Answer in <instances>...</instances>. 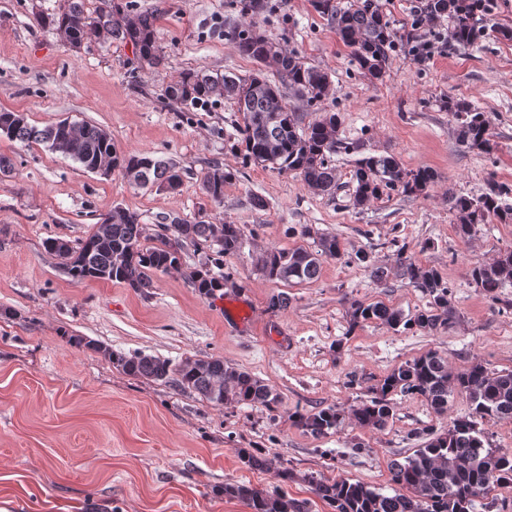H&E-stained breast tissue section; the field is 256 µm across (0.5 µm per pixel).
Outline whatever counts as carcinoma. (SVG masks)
<instances>
[{"instance_id":"carcinoma-1","label":"carcinoma","mask_w":512,"mask_h":512,"mask_svg":"<svg viewBox=\"0 0 512 512\" xmlns=\"http://www.w3.org/2000/svg\"><path fill=\"white\" fill-rule=\"evenodd\" d=\"M315 7L336 25V37L352 49L355 63L374 80L384 76L394 32L390 22L372 0H315ZM486 11L484 0H422L414 23L423 19L451 22L450 37L463 45L474 43L479 35L477 15ZM157 18L152 13L128 17L103 0L102 6L89 14L85 0H68L62 13L51 20L59 39L79 48L94 37L103 43L114 41L137 45L135 57L142 68H156L162 56L156 40ZM238 50L258 64L246 79L236 76H213L203 71L186 72L167 85L165 97L173 103L195 104L211 98L233 101L239 114L236 131L244 147V157L263 166L294 173L313 193L336 194V167L330 156L351 150V143L340 137L338 115L330 113L322 119L303 124L302 117L288 107L282 87L308 101L326 98L334 93L331 75L309 65L294 50H285L269 39L256 26L235 33ZM276 71L279 83H273L266 70ZM455 119L457 142L469 149L490 151L493 148L490 125L484 113L465 101L448 103ZM17 117L9 139L37 142L79 163L85 170L119 172L138 189L160 186L166 182L177 191L182 183L179 170L160 159L143 154L123 153L115 147L111 135L103 128L64 119L38 127L29 123L25 114ZM232 175L215 166L202 179V188L215 201L224 198V184ZM433 181L427 169L407 170L392 153L368 155L357 160L354 169L355 188L351 206L362 209L379 199L386 189H401L416 194L425 191ZM512 189L496 182L474 198L455 195L452 208L458 222L456 236L468 242L481 224L495 219L512 223V203L506 197ZM149 227L132 210L115 207L96 225L83 241L73 246L61 238L48 242L49 251L62 260L70 277L79 282L96 279L115 282L136 293L154 287L158 273H181L198 293L209 299L220 297L224 287H236L232 273L220 276L208 266L189 271L182 268L181 253L186 243L218 246L217 256L238 255L246 244L239 224H165L156 243L147 246ZM347 258L349 263H367L373 279L387 284L393 278L409 281L428 299L427 307L409 314L383 301L350 303L352 325L377 324L396 330L417 329L433 332L458 322L451 305L448 283L434 267L418 264L405 256V246L397 249L396 260L388 265L370 259L368 253L347 254L343 242L335 235L323 234L316 248L302 245L284 249L261 248L256 262L269 281L301 286L318 280L326 259ZM471 277L477 287L488 294L512 283V249L499 251L487 261L476 263ZM121 370L133 377L166 381L177 377L185 390L201 395L216 406L246 404L276 411L279 395L261 379L238 367L229 366L221 358H186L178 364L158 356L136 353L126 355L101 344L94 346ZM400 394L422 397L438 415L448 412L449 398L463 394L469 401V415L450 422L441 433H428L425 445L414 450L405 462L390 465V480L395 485L384 494L360 481L349 479L316 480L309 477L316 496L332 508V512H473L475 502L486 499L498 488L512 489V450L495 448L479 424L490 420H512V370L491 371L474 360L462 370L448 366V358L428 351L395 367L372 386V396L349 407H330L288 415L294 425L314 437L336 431L344 424L361 430L382 431L393 421L395 403ZM241 461L249 468H273L271 459L239 449ZM224 497L247 504L251 512H307L306 503L288 497L281 491L267 492L245 483L224 484Z\"/></svg>"}]
</instances>
